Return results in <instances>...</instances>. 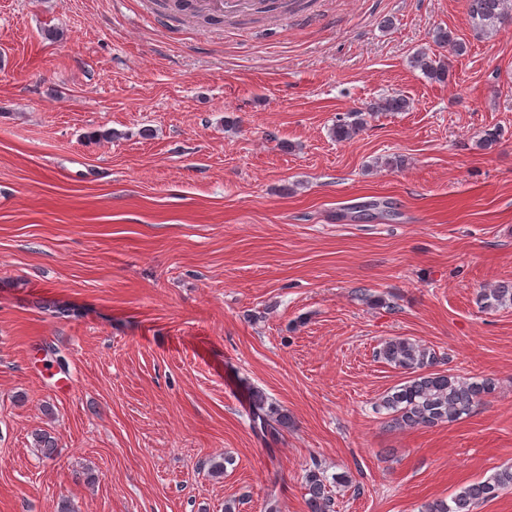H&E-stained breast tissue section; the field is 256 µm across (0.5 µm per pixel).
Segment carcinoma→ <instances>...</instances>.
Returning a JSON list of instances; mask_svg holds the SVG:
<instances>
[{
	"label": "carcinoma",
	"mask_w": 512,
	"mask_h": 512,
	"mask_svg": "<svg viewBox=\"0 0 512 512\" xmlns=\"http://www.w3.org/2000/svg\"><path fill=\"white\" fill-rule=\"evenodd\" d=\"M506 0H468L467 12L474 29L485 31L503 20ZM435 42L460 54L464 46L452 31L438 29ZM413 64L431 81L448 79V67L425 51L418 52ZM408 107L401 95L376 102L363 110L348 112L336 120L331 137L338 142L354 138L376 112H402ZM478 301L483 308L512 306V285H499L480 291ZM379 355L389 364L407 373L406 380L383 394L375 410L386 412L388 423L399 428L435 427L452 423L470 414L486 396L496 389L492 378H467L437 368V357L430 349L409 338H394L384 343ZM252 427L263 437L277 438L288 427V412L264 392L252 393L250 410ZM304 483L309 512H331L333 497L328 484L350 483L346 474L328 477L319 465L306 469ZM512 489V465H506L484 480L462 486L449 499L435 500L424 506V512H474L481 503L497 498Z\"/></svg>",
	"instance_id": "cac0c4a2"
}]
</instances>
